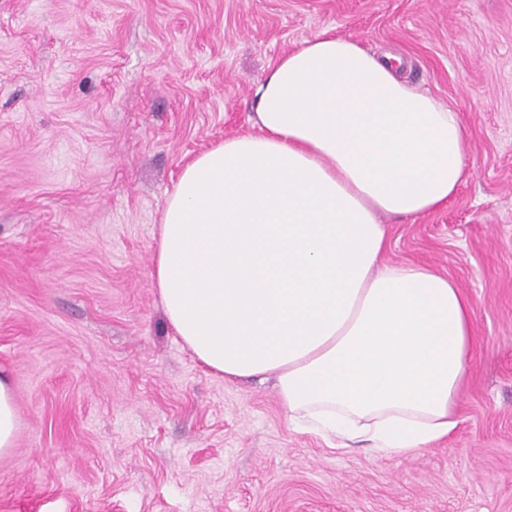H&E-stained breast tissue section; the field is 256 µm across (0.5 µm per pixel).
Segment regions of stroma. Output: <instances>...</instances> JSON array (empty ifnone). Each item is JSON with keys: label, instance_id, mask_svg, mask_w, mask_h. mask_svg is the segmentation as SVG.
I'll return each mask as SVG.
<instances>
[{"label": "stroma", "instance_id": "35a3bbf8", "mask_svg": "<svg viewBox=\"0 0 512 512\" xmlns=\"http://www.w3.org/2000/svg\"><path fill=\"white\" fill-rule=\"evenodd\" d=\"M458 110L468 176L384 215L386 258L473 302L458 425L413 456L293 429L207 371L151 267L184 166L254 132L251 89L322 30ZM0 512H512V0H0ZM16 432L14 394L9 379L0 374V455L13 446Z\"/></svg>", "mask_w": 512, "mask_h": 512}]
</instances>
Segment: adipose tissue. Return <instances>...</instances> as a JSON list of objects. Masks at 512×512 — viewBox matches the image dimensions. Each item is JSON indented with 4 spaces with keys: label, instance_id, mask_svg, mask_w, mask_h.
Masks as SVG:
<instances>
[{
    "label": "adipose tissue",
    "instance_id": "ef3b65f1",
    "mask_svg": "<svg viewBox=\"0 0 512 512\" xmlns=\"http://www.w3.org/2000/svg\"><path fill=\"white\" fill-rule=\"evenodd\" d=\"M252 98L255 132L197 155L165 202L153 277L166 319L225 379L275 377L294 428L418 453L457 425L473 303L428 266L386 261L379 217L457 192L460 115L326 31Z\"/></svg>",
    "mask_w": 512,
    "mask_h": 512
}]
</instances>
